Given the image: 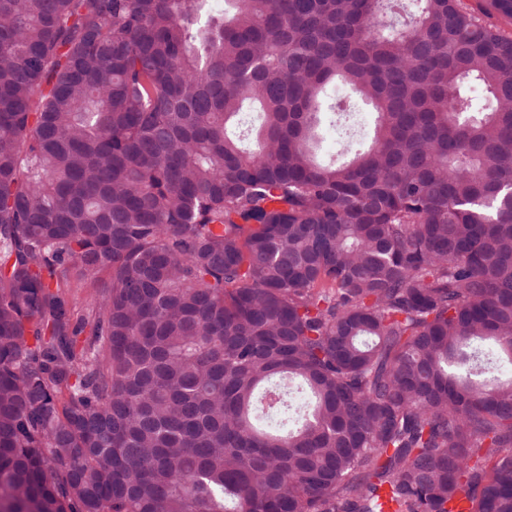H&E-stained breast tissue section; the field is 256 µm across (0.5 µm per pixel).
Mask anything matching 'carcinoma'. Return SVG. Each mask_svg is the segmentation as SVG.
<instances>
[{
    "instance_id": "cac0c4a2",
    "label": "carcinoma",
    "mask_w": 512,
    "mask_h": 512,
    "mask_svg": "<svg viewBox=\"0 0 512 512\" xmlns=\"http://www.w3.org/2000/svg\"><path fill=\"white\" fill-rule=\"evenodd\" d=\"M208 2L0 0V512H512V0ZM336 96L344 97L350 102V107L345 102L342 107L345 112H348L346 116L339 118L329 110L330 103L336 98ZM320 112V123L318 128L317 142L315 143V153L317 158L322 162H328L331 159L336 158L337 151L341 148L342 144L334 141L331 136V132L334 138H340L343 136L344 131L341 128L332 127L337 125H348L351 122V128L355 131H360L363 127V117L365 119L364 131L357 132L356 137L366 136V139L360 144H353L354 149H360L368 145L371 140L374 128V110L371 105L365 102L361 97L355 93L344 89L342 87H336L334 83L328 85L322 93V107ZM360 112L352 117V113Z\"/></svg>"
}]
</instances>
